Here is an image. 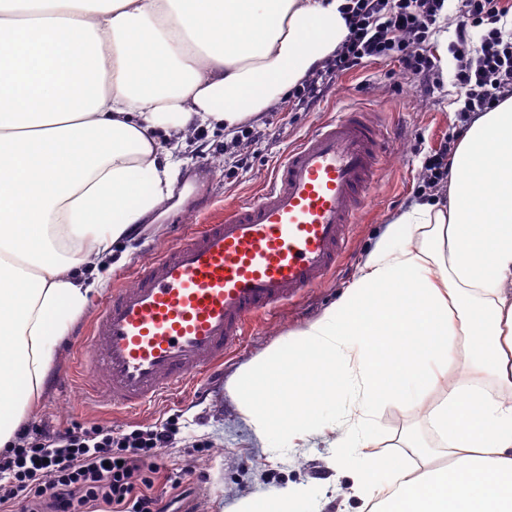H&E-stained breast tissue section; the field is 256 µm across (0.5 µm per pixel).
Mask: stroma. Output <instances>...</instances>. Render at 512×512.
<instances>
[{
    "mask_svg": "<svg viewBox=\"0 0 512 512\" xmlns=\"http://www.w3.org/2000/svg\"><path fill=\"white\" fill-rule=\"evenodd\" d=\"M443 81L442 87L426 94L402 78L396 64H371L339 78L332 93L314 111L292 112L277 105L264 111L265 139L249 148L243 163L225 153L227 136L223 130L199 129V136L207 143V154H189L190 200L162 223L143 225L127 256L106 274L102 290L90 298L89 314L76 320L61 345L43 400L26 419L31 432L44 428L62 432L79 425L103 426L127 434L167 425L172 440L161 450L156 463L165 474L180 476L182 484L175 491L159 481L153 492L171 502V512H225L236 498L296 485L309 489L316 512H361V500L350 491L348 470L335 464V451L324 439H315L305 448H289L283 437L272 435L271 443L279 445L280 450L276 458H269L240 419L226 386L242 366L303 329L336 301L359 273L389 216L422 195L424 160L455 134L460 120L458 109L464 100L452 73H445ZM343 109L371 113L390 134L391 142L361 219L350 227L346 255L334 277L272 318L254 322L222 369L191 379L189 391L177 398L133 416L119 409L100 411L86 403L80 378L70 373L77 357L76 339L90 322L91 311L105 302L112 286L120 281L131 284L127 272L133 262L167 246L185 229L211 223L225 207L254 195L290 147ZM375 421L376 453L409 462L414 454L407 442L412 439L433 449L436 460H443L427 409L411 411L389 406L376 415Z\"/></svg>",
    "mask_w": 512,
    "mask_h": 512,
    "instance_id": "1",
    "label": "stroma"
}]
</instances>
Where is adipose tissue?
<instances>
[{
	"instance_id": "1",
	"label": "adipose tissue",
	"mask_w": 512,
	"mask_h": 512,
	"mask_svg": "<svg viewBox=\"0 0 512 512\" xmlns=\"http://www.w3.org/2000/svg\"><path fill=\"white\" fill-rule=\"evenodd\" d=\"M346 0H0V449L17 447L58 346L136 225L182 205L191 130L233 135L340 45ZM512 96L475 116L446 200L390 218L359 275L227 386L264 453L322 412L373 420L435 390L448 460L338 461L368 512H512ZM462 378L450 381V364ZM428 402V401H427ZM295 486L228 512H301Z\"/></svg>"
}]
</instances>
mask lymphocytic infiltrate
Segmentation results:
<instances>
[{"mask_svg":"<svg viewBox=\"0 0 512 512\" xmlns=\"http://www.w3.org/2000/svg\"><path fill=\"white\" fill-rule=\"evenodd\" d=\"M445 0H347L348 34L336 51L288 93V107L308 112L332 92L339 76L380 60L426 86L443 83L430 40L444 20ZM455 84L463 90L464 121L495 108L512 95V33L500 25L503 0H458ZM168 426L115 436L111 429L75 427L0 453V512L30 492L27 512H91L97 504L114 512H169L151 494L144 471L168 447Z\"/></svg>","mask_w":512,"mask_h":512,"instance_id":"obj_1","label":"lymphocytic infiltrate"}]
</instances>
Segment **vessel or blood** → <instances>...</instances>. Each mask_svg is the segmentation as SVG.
<instances>
[{"mask_svg":"<svg viewBox=\"0 0 512 512\" xmlns=\"http://www.w3.org/2000/svg\"><path fill=\"white\" fill-rule=\"evenodd\" d=\"M389 135L346 110L292 147L251 199L133 267L81 338L86 398L137 411L220 368L250 319L328 278Z\"/></svg>","mask_w":512,"mask_h":512,"instance_id":"obj_1","label":"vessel or blood"}]
</instances>
